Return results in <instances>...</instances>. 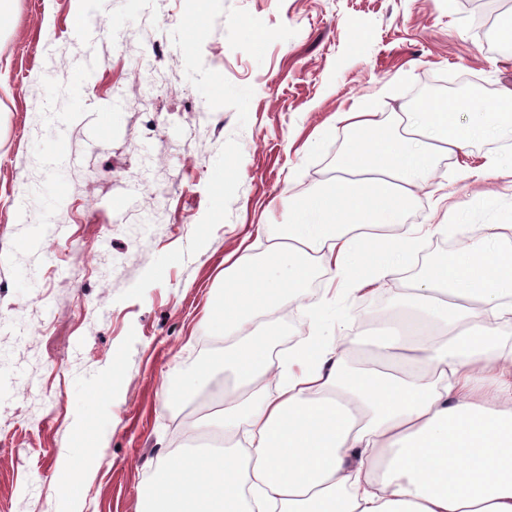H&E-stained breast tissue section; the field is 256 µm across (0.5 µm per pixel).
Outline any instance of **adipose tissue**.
Wrapping results in <instances>:
<instances>
[{
	"instance_id": "adipose-tissue-1",
	"label": "adipose tissue",
	"mask_w": 512,
	"mask_h": 512,
	"mask_svg": "<svg viewBox=\"0 0 512 512\" xmlns=\"http://www.w3.org/2000/svg\"><path fill=\"white\" fill-rule=\"evenodd\" d=\"M512 106L426 103L341 112L348 135L326 184L289 201L262 254L243 249L219 278L210 318L224 334L223 449L161 463L141 512H512V238L475 224L448 255L418 260L444 224H391L444 159L468 155ZM471 114L460 123L458 113ZM337 296L393 286L407 315L378 345L398 372L354 366L360 337L324 327L317 277ZM308 312L309 336L273 355L269 329Z\"/></svg>"
}]
</instances>
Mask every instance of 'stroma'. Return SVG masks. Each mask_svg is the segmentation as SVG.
Returning <instances> with one entry per match:
<instances>
[{
	"label": "stroma",
	"mask_w": 512,
	"mask_h": 512,
	"mask_svg": "<svg viewBox=\"0 0 512 512\" xmlns=\"http://www.w3.org/2000/svg\"><path fill=\"white\" fill-rule=\"evenodd\" d=\"M474 0H14L0 18V512H139L203 389L170 401L224 340L204 320L226 257L321 186L335 115L406 112L473 76L512 87ZM90 13L85 27L71 17ZM435 176L406 224H512V131ZM392 310L357 293L329 322ZM69 501L52 491L71 469Z\"/></svg>",
	"instance_id": "obj_1"
}]
</instances>
